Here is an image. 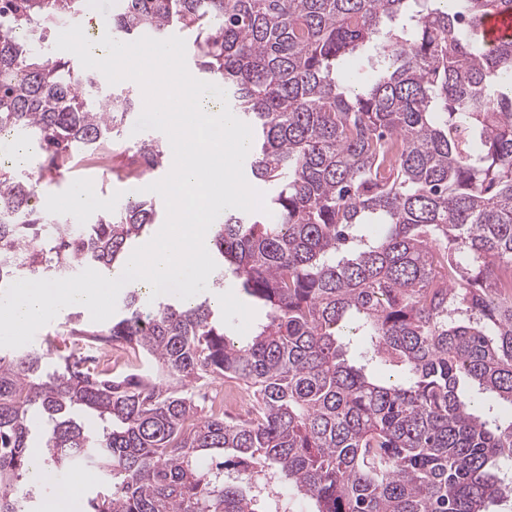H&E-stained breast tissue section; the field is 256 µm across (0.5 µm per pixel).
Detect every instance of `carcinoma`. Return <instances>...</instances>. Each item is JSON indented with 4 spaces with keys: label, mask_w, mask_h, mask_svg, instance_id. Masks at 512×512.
<instances>
[{
    "label": "carcinoma",
    "mask_w": 512,
    "mask_h": 512,
    "mask_svg": "<svg viewBox=\"0 0 512 512\" xmlns=\"http://www.w3.org/2000/svg\"><path fill=\"white\" fill-rule=\"evenodd\" d=\"M86 0H0V129L79 155L111 141L104 101L49 56ZM512 0H125L111 30L192 34L194 66L252 128L245 166L269 213L229 211L211 256L266 310L246 339L206 302L78 313L57 336L118 345L151 371L107 375L55 339L0 353V512H33L34 469L90 468L88 512H487L512 479V38L480 22ZM376 63L360 91L344 57ZM130 149L151 172L155 138ZM0 164V290L125 261L156 220L134 200L83 227ZM358 336L393 373L355 364ZM234 380L247 417L200 415L190 383ZM89 414L98 429L81 420ZM41 453H30L33 433Z\"/></svg>",
    "instance_id": "1"
}]
</instances>
